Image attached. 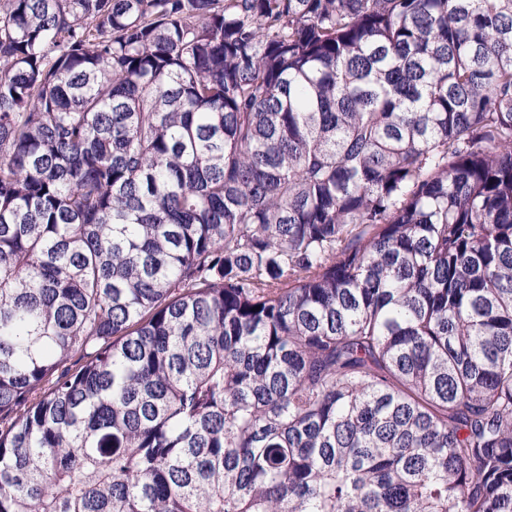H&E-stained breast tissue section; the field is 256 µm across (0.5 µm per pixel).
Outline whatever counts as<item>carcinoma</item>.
<instances>
[{
	"instance_id": "carcinoma-1",
	"label": "carcinoma",
	"mask_w": 512,
	"mask_h": 512,
	"mask_svg": "<svg viewBox=\"0 0 512 512\" xmlns=\"http://www.w3.org/2000/svg\"><path fill=\"white\" fill-rule=\"evenodd\" d=\"M0 512H512V0H0Z\"/></svg>"
}]
</instances>
